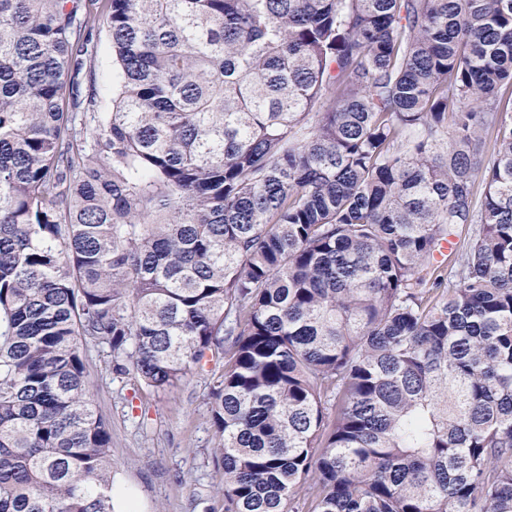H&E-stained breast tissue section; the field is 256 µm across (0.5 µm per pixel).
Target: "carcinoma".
I'll list each match as a JSON object with an SVG mask.
<instances>
[{
  "mask_svg": "<svg viewBox=\"0 0 512 512\" xmlns=\"http://www.w3.org/2000/svg\"><path fill=\"white\" fill-rule=\"evenodd\" d=\"M98 2L92 126L96 14L0 0V512H114L90 344L222 362L224 512H512V0ZM92 40L96 46V55L91 62V69L96 81L98 106L96 116L103 117L112 110V49L107 25L101 16L92 31Z\"/></svg>",
  "mask_w": 512,
  "mask_h": 512,
  "instance_id": "cac0c4a2",
  "label": "carcinoma"
}]
</instances>
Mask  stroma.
Returning <instances> with one entry per match:
<instances>
[{
	"label": "stroma",
	"instance_id": "obj_1",
	"mask_svg": "<svg viewBox=\"0 0 512 512\" xmlns=\"http://www.w3.org/2000/svg\"><path fill=\"white\" fill-rule=\"evenodd\" d=\"M96 55L98 113L112 109V49L105 21L92 31ZM87 373L99 412L112 428L114 486L131 495L141 512H224L213 494L222 480L211 450L219 442L208 399L210 371L194 374L168 394L134 384L106 370L96 348H89Z\"/></svg>",
	"mask_w": 512,
	"mask_h": 512
}]
</instances>
